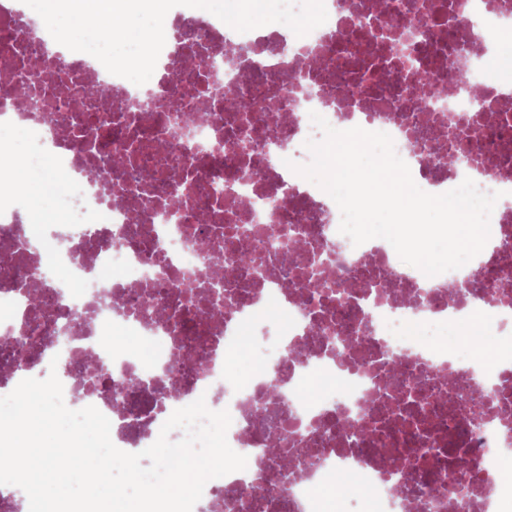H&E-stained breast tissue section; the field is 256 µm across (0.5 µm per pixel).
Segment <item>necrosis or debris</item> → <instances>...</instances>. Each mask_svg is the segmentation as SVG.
<instances>
[{
    "label": "necrosis or debris",
    "instance_id": "necrosis-or-debris-1",
    "mask_svg": "<svg viewBox=\"0 0 512 512\" xmlns=\"http://www.w3.org/2000/svg\"><path fill=\"white\" fill-rule=\"evenodd\" d=\"M324 4L326 22L303 37L240 33L211 14L172 22L161 67L138 86L89 54L44 52L0 0V155L11 160L0 168V306L11 313L0 335L25 337L33 362L64 335L70 407H96L120 442L151 440L160 416L202 396L228 411L227 441L247 467L208 481L197 512H319L339 472L372 489L375 512H512V84L482 63L512 37V0ZM424 26L431 36L394 69L385 32ZM349 44L368 62L362 75L344 64ZM419 71L442 94L414 93ZM313 111L336 129L389 134L427 193L467 178L499 193L493 245L429 283L385 244L339 236L336 203L289 168L323 138ZM39 154L66 174L70 211L97 217L44 249L10 218ZM234 230L255 262L229 251ZM478 310L503 349L492 366L406 332ZM116 328L152 340L151 359L108 343ZM242 330L259 372L224 366ZM90 363L108 365L125 396L83 394ZM318 370L338 387L303 396Z\"/></svg>",
    "mask_w": 512,
    "mask_h": 512
}]
</instances>
